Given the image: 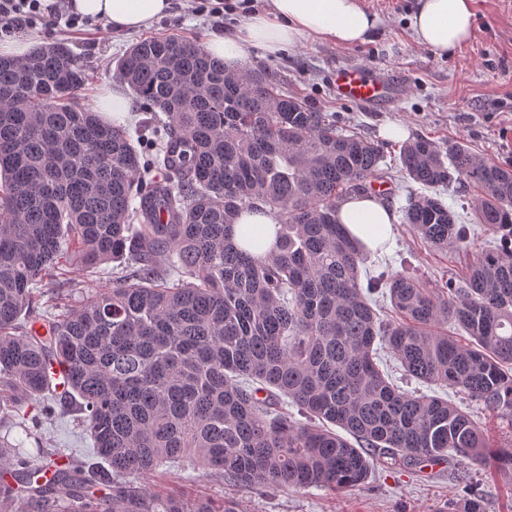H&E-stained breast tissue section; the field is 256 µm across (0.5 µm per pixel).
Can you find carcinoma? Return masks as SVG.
<instances>
[{
    "instance_id": "1",
    "label": "carcinoma",
    "mask_w": 512,
    "mask_h": 512,
    "mask_svg": "<svg viewBox=\"0 0 512 512\" xmlns=\"http://www.w3.org/2000/svg\"><path fill=\"white\" fill-rule=\"evenodd\" d=\"M117 75L151 112L149 143L79 103L88 74L67 44L0 57V424L23 435L0 437L11 512H237L141 483L169 461L253 489L335 491L365 484L376 463L452 454L490 465L480 421L405 391L380 364L388 355L512 426V168L460 141L402 144L409 179L474 188L478 223L503 243L473 250L448 206L416 193L404 222L471 254L467 273L433 287L404 271L364 284L365 248L336 211L381 178L383 146L285 92L275 70L228 71L190 37L132 44ZM262 208L278 223L274 247L255 256L234 228ZM69 239L85 264H116L112 287L37 317L38 284ZM382 289L389 318L372 299ZM450 320L471 345L448 335ZM53 360L67 368L60 395ZM21 400L41 414L75 406L108 467L25 449L40 435ZM453 512H484L482 500L467 488Z\"/></svg>"
}]
</instances>
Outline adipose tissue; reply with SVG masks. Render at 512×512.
<instances>
[{
  "label": "adipose tissue",
  "mask_w": 512,
  "mask_h": 512,
  "mask_svg": "<svg viewBox=\"0 0 512 512\" xmlns=\"http://www.w3.org/2000/svg\"><path fill=\"white\" fill-rule=\"evenodd\" d=\"M72 5L80 15L132 32L166 16L171 0H72ZM474 20V0H418L409 27L419 45L448 55L469 42ZM380 23L361 0H267L265 8L250 13L235 34L213 36L206 51L236 70L253 46L271 55L303 39L352 47L366 42ZM337 220L372 250L383 248L395 235L394 213L373 195L350 198L340 207Z\"/></svg>",
  "instance_id": "obj_1"
}]
</instances>
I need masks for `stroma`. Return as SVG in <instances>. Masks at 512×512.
Segmentation results:
<instances>
[{"label":"stroma","mask_w":512,"mask_h":512,"mask_svg":"<svg viewBox=\"0 0 512 512\" xmlns=\"http://www.w3.org/2000/svg\"><path fill=\"white\" fill-rule=\"evenodd\" d=\"M362 4L381 19L375 35L364 44L341 47L306 39L274 57L262 47H251L248 59L280 72L289 93L304 97L320 111L335 114L339 126L385 142L380 167L385 174L383 186L391 191L384 202L393 212H400L407 195L421 192L422 187L401 172V141L386 140L383 130L388 125L401 126L410 139L425 136L439 143L465 142L474 153L512 167V0H475L473 35L450 56L437 55L412 37L408 17L417 0H362ZM245 18V12L237 8L225 11L223 23L218 24L208 14L193 12L188 0H172L169 16L137 32H118L107 25L70 31L40 24L27 36L37 47L57 41L67 43L90 70L80 93L82 103L101 109L112 99L118 80L116 65L132 43L154 37L190 36L203 44L216 33L234 34ZM354 64L399 85L400 96L376 107L339 97L331 76L336 69ZM437 194L457 223L469 230L477 248L498 245V235L475 218L472 188L455 182L438 189ZM68 253L67 262L44 281L45 287L58 296L56 305L49 308L56 316L75 308L86 294L112 285L111 265H84L74 244L69 245ZM469 262V255L455 249L430 248L410 225L400 223L393 241L371 252L365 266L374 275L387 268L405 270L431 285L446 274L464 275ZM403 387L409 391L425 389L427 394L474 413L487 429L494 449L512 450V426L489 415L457 389L424 387L413 379L404 382ZM77 417V412L61 405L56 406L54 414L40 416L42 445L96 462L92 442L82 432ZM463 474L476 486L485 512H512V468L504 466L491 472L457 457L420 467L379 466L363 486L352 491L256 490L177 463L159 467L149 485L163 495L222 497L236 502L239 512H451Z\"/></svg>","instance_id":"obj_1"}]
</instances>
